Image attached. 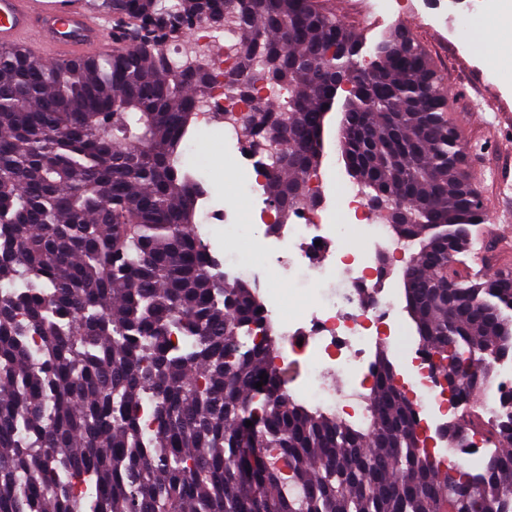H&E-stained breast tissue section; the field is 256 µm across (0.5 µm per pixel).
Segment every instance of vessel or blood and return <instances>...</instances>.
Returning a JSON list of instances; mask_svg holds the SVG:
<instances>
[{"label": "vessel or blood", "instance_id": "vessel-or-blood-1", "mask_svg": "<svg viewBox=\"0 0 512 512\" xmlns=\"http://www.w3.org/2000/svg\"><path fill=\"white\" fill-rule=\"evenodd\" d=\"M102 29L81 0H0V47L21 45L51 63L102 51Z\"/></svg>", "mask_w": 512, "mask_h": 512}]
</instances>
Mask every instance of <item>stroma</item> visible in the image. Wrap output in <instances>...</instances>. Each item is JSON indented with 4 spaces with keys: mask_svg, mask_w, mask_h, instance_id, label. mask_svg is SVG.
<instances>
[{
    "mask_svg": "<svg viewBox=\"0 0 512 512\" xmlns=\"http://www.w3.org/2000/svg\"><path fill=\"white\" fill-rule=\"evenodd\" d=\"M318 2L366 46L403 28L424 48L441 77L448 119L461 134L466 170L483 206L484 221L474 229L482 248L468 256L467 264L484 277L512 270V68L490 79L471 40L429 22L433 9L451 10L453 0H417L414 7L377 15L364 13L361 0ZM233 151L216 127L196 132L185 153L186 165L201 176L208 192L201 209L215 206L227 215L210 236L211 252L221 259L234 258L239 268L248 270L261 296L278 297L280 315L303 316L316 295L280 265V245L264 225L244 218L248 202L240 189L252 174L244 167H229Z\"/></svg>",
    "mask_w": 512,
    "mask_h": 512,
    "instance_id": "obj_1",
    "label": "stroma"
}]
</instances>
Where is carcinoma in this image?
<instances>
[{
	"label": "carcinoma",
	"mask_w": 512,
	"mask_h": 512,
	"mask_svg": "<svg viewBox=\"0 0 512 512\" xmlns=\"http://www.w3.org/2000/svg\"><path fill=\"white\" fill-rule=\"evenodd\" d=\"M112 53L45 63L0 49V512H512V393L475 404L512 355V272L474 279L462 255L483 209L445 115L441 79L406 32L375 43L342 144L371 197L403 200L405 290L418 341L458 379L449 448L481 437L478 465L418 433L378 347L364 419L288 394L256 289L214 275L196 230L201 178L184 167L207 55L177 63L157 44L227 15L240 32L227 86L288 90L241 120L292 214L321 166L336 97L329 71L363 44L317 0H102ZM288 120L294 145L272 142ZM268 380L256 387L261 374ZM253 425L246 426V421Z\"/></svg>",
	"instance_id": "cac0c4a2"
}]
</instances>
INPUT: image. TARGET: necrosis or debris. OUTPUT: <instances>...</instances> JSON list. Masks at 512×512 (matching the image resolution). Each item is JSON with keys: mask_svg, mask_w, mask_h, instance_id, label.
<instances>
[{"mask_svg": "<svg viewBox=\"0 0 512 512\" xmlns=\"http://www.w3.org/2000/svg\"><path fill=\"white\" fill-rule=\"evenodd\" d=\"M241 108L233 93L218 86L199 108L198 122L205 128L221 125L225 140L235 145V164L254 174L243 189L251 198L266 182L265 161L242 132ZM327 181V170L312 174L311 189L321 198V205L300 206L291 224L278 225L273 232L282 246V264L309 274L320 288V301L310 317L275 320L288 346L286 362L297 369L293 383L306 395L327 403L337 415L358 412L363 406L362 393L372 379L369 350L386 344L403 357L395 384L413 402L421 430L446 425L448 394L429 370L427 350L414 342L394 298L381 286L382 258H395L407 248L392 240L385 219L372 217L363 191L351 185L342 195V204L348 216L360 222L373 247L358 255L348 253L343 245L345 227L332 223V211L323 203ZM340 268L348 271V279L339 286H328L329 277ZM333 375L349 377V391L330 389L326 380Z\"/></svg>", "mask_w": 512, "mask_h": 512, "instance_id": "necrosis-or-debris-1", "label": "necrosis or debris"}]
</instances>
